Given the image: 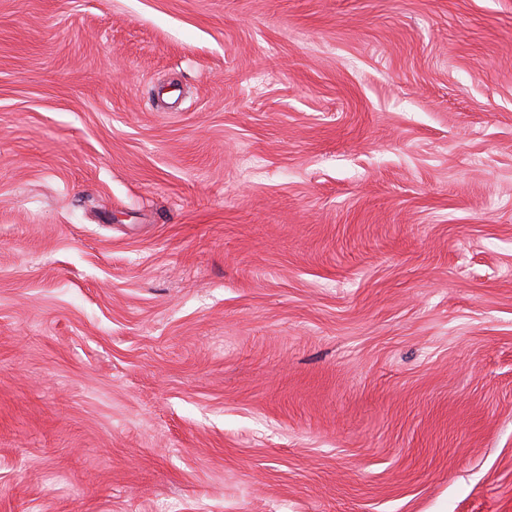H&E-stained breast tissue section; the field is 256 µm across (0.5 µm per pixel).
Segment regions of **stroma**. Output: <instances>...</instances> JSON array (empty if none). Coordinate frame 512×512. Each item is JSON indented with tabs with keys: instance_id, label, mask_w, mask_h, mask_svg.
<instances>
[{
	"instance_id": "stroma-1",
	"label": "stroma",
	"mask_w": 512,
	"mask_h": 512,
	"mask_svg": "<svg viewBox=\"0 0 512 512\" xmlns=\"http://www.w3.org/2000/svg\"><path fill=\"white\" fill-rule=\"evenodd\" d=\"M0 512H512V0H0Z\"/></svg>"
}]
</instances>
